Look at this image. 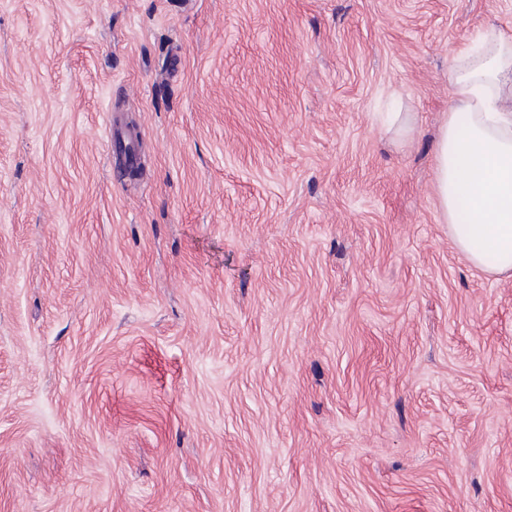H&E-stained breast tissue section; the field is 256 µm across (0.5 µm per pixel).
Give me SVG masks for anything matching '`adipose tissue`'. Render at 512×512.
Instances as JSON below:
<instances>
[{
    "label": "adipose tissue",
    "instance_id": "obj_1",
    "mask_svg": "<svg viewBox=\"0 0 512 512\" xmlns=\"http://www.w3.org/2000/svg\"><path fill=\"white\" fill-rule=\"evenodd\" d=\"M454 107L439 130L436 196L473 266L512 278V34L491 27L450 70Z\"/></svg>",
    "mask_w": 512,
    "mask_h": 512
}]
</instances>
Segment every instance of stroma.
<instances>
[{"mask_svg": "<svg viewBox=\"0 0 512 512\" xmlns=\"http://www.w3.org/2000/svg\"><path fill=\"white\" fill-rule=\"evenodd\" d=\"M491 24L512 0H0V512H512V279L434 183ZM107 137L110 149L114 155H121L130 163L136 161L137 155L134 138L114 120L108 126Z\"/></svg>", "mask_w": 512, "mask_h": 512, "instance_id": "35a3bbf8", "label": "stroma"}]
</instances>
